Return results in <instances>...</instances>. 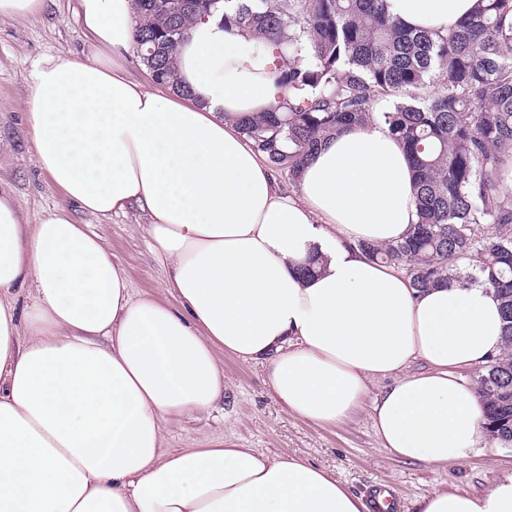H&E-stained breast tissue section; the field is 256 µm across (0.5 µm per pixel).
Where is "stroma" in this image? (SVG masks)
I'll list each match as a JSON object with an SVG mask.
<instances>
[{"label":"stroma","mask_w":512,"mask_h":512,"mask_svg":"<svg viewBox=\"0 0 512 512\" xmlns=\"http://www.w3.org/2000/svg\"><path fill=\"white\" fill-rule=\"evenodd\" d=\"M76 0H46L31 16H0V189L13 194L29 223L63 204L61 191L39 171L27 135L24 112L34 59L53 55L85 60L95 50L74 13ZM77 223L92 225L122 263L134 295L163 298L166 264L151 248L147 221L139 212L106 219L75 212ZM224 399L218 409L163 421L167 447L205 448L224 439L241 448L302 458L334 474L358 497L379 481L393 485L400 512H415L417 502L436 490L478 494L512 471V445L477 448L461 464L435 466L394 458L382 448L367 414L338 425L305 420L272 395L260 366L221 355Z\"/></svg>","instance_id":"stroma-1"}]
</instances>
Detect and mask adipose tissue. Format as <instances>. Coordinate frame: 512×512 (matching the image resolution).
<instances>
[{
  "instance_id": "obj_1",
  "label": "adipose tissue",
  "mask_w": 512,
  "mask_h": 512,
  "mask_svg": "<svg viewBox=\"0 0 512 512\" xmlns=\"http://www.w3.org/2000/svg\"><path fill=\"white\" fill-rule=\"evenodd\" d=\"M475 3L385 0L406 25L444 33ZM77 14L109 57L33 63L36 165L88 215L146 214L167 298L133 296L66 206L28 224L0 191V512H363L296 457L222 439L166 447L162 421L223 399L222 352L259 364L304 419L364 410L395 457L468 459L484 413L461 372L500 352L501 304L482 283L417 291L360 250L416 220L410 164L387 128L337 133L283 190L239 124L287 95L277 45L196 19L177 56L183 90L164 93L118 65L133 0H77ZM312 253L318 272L301 274ZM417 512H512V473L479 495L433 491Z\"/></svg>"
}]
</instances>
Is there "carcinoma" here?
Returning a JSON list of instances; mask_svg holds the SVG:
<instances>
[{
  "mask_svg": "<svg viewBox=\"0 0 512 512\" xmlns=\"http://www.w3.org/2000/svg\"><path fill=\"white\" fill-rule=\"evenodd\" d=\"M134 43L158 84L201 14L273 42L286 57L284 111L241 129L274 172L296 181L322 142L380 119L415 174L416 223L400 241L362 245L421 291L484 282L499 298L503 346L477 378L483 429L512 440V0H476L443 35L409 29L385 0H134ZM392 107L373 112L380 99Z\"/></svg>",
  "mask_w": 512,
  "mask_h": 512,
  "instance_id": "cac0c4a2",
  "label": "carcinoma"
}]
</instances>
